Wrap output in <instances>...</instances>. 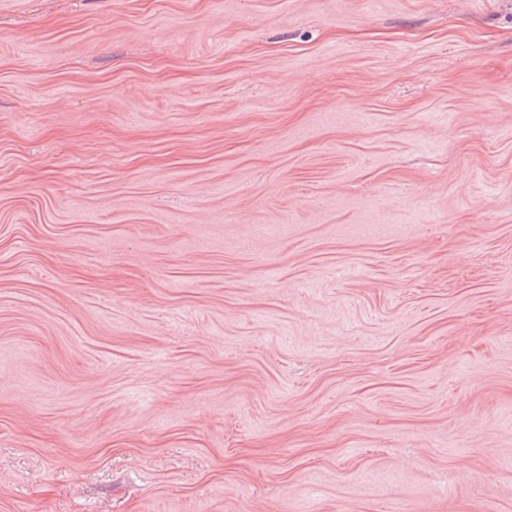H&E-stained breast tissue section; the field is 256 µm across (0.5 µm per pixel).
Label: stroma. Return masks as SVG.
I'll list each match as a JSON object with an SVG mask.
<instances>
[{
    "label": "stroma",
    "mask_w": 512,
    "mask_h": 512,
    "mask_svg": "<svg viewBox=\"0 0 512 512\" xmlns=\"http://www.w3.org/2000/svg\"><path fill=\"white\" fill-rule=\"evenodd\" d=\"M0 512H512V0H0Z\"/></svg>",
    "instance_id": "1"
}]
</instances>
